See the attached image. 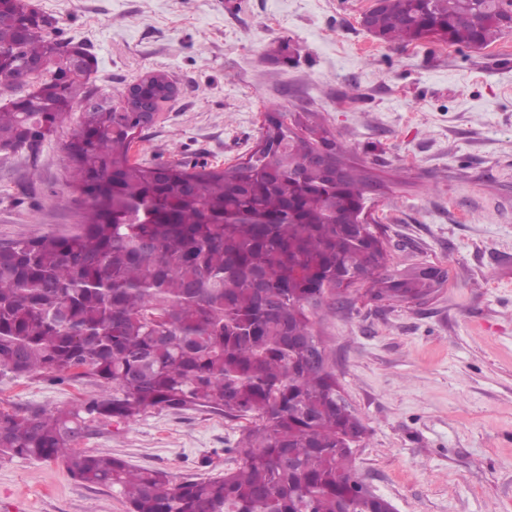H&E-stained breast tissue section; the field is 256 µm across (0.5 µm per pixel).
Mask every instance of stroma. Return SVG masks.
Segmentation results:
<instances>
[{
	"label": "stroma",
	"mask_w": 512,
	"mask_h": 512,
	"mask_svg": "<svg viewBox=\"0 0 512 512\" xmlns=\"http://www.w3.org/2000/svg\"><path fill=\"white\" fill-rule=\"evenodd\" d=\"M63 40L97 59L99 95L149 72L172 79L138 159L227 166L246 158L275 103L324 122L381 184L368 203L392 264L437 267L423 305L320 312L316 330L367 429L360 478L395 512H512V33L474 50L374 39V0H39ZM60 138L0 153V242L79 223ZM87 381L0 380V411L71 409ZM238 420L155 409L91 423L80 451L111 452L173 482L237 466ZM0 512H128L118 489L54 461L0 458Z\"/></svg>",
	"instance_id": "1"
}]
</instances>
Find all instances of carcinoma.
<instances>
[{"label":"carcinoma","instance_id":"carcinoma-1","mask_svg":"<svg viewBox=\"0 0 512 512\" xmlns=\"http://www.w3.org/2000/svg\"><path fill=\"white\" fill-rule=\"evenodd\" d=\"M510 10L512 0H377L364 28L384 43L483 49L509 32ZM32 60L48 74L0 107V148L35 153L75 121L61 161L83 220L68 235L0 243V376L90 378L98 394L76 409L1 411L0 457L56 461L119 489L129 512H388L357 476L352 444L366 428L314 331L356 273L372 300L432 292L425 273L391 269L385 239L360 223L371 175L344 161L333 176L303 168L321 145L344 148L321 122L282 125L275 105L233 165L135 161L154 115L93 101L88 49L59 40L37 0H5L0 89L15 90ZM74 64L84 80L56 77ZM198 407L249 421L236 468L174 484L73 448L94 421Z\"/></svg>","mask_w":512,"mask_h":512}]
</instances>
